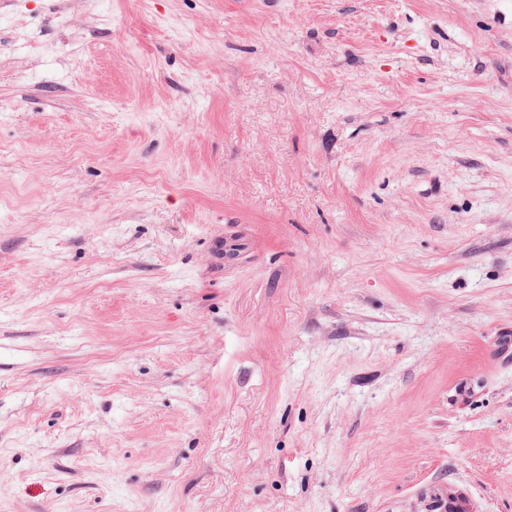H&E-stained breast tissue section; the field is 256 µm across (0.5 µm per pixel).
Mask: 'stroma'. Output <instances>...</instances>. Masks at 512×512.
Returning a JSON list of instances; mask_svg holds the SVG:
<instances>
[{"mask_svg": "<svg viewBox=\"0 0 512 512\" xmlns=\"http://www.w3.org/2000/svg\"><path fill=\"white\" fill-rule=\"evenodd\" d=\"M512 0H0V512H512Z\"/></svg>", "mask_w": 512, "mask_h": 512, "instance_id": "obj_1", "label": "stroma"}]
</instances>
